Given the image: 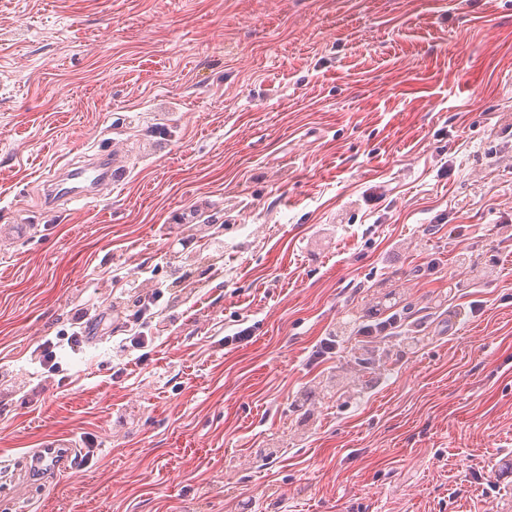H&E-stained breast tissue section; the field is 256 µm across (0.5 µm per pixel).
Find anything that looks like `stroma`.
I'll return each instance as SVG.
<instances>
[{
    "label": "stroma",
    "mask_w": 512,
    "mask_h": 512,
    "mask_svg": "<svg viewBox=\"0 0 512 512\" xmlns=\"http://www.w3.org/2000/svg\"><path fill=\"white\" fill-rule=\"evenodd\" d=\"M139 144L94 202L49 205L63 163ZM190 212L221 271L136 347L111 272L168 288ZM509 222L512 0H0V224L34 228L0 244V458L94 450L0 512H498ZM376 288L429 309L423 340L312 360ZM78 308L45 379L31 353Z\"/></svg>",
    "instance_id": "35a3bbf8"
}]
</instances>
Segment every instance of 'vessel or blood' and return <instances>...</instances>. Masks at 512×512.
Returning <instances> with one entry per match:
<instances>
[{
	"label": "vessel or blood",
	"mask_w": 512,
	"mask_h": 512,
	"mask_svg": "<svg viewBox=\"0 0 512 512\" xmlns=\"http://www.w3.org/2000/svg\"><path fill=\"white\" fill-rule=\"evenodd\" d=\"M126 168L107 161L84 167L67 165L61 167L51 181L50 193L54 201L70 204L90 202L98 192L117 183ZM83 452L68 439L57 436L46 437L40 447L25 453L17 466L27 475V482L40 487L62 473H73L83 468Z\"/></svg>",
	"instance_id": "vessel-or-blood-1"
}]
</instances>
